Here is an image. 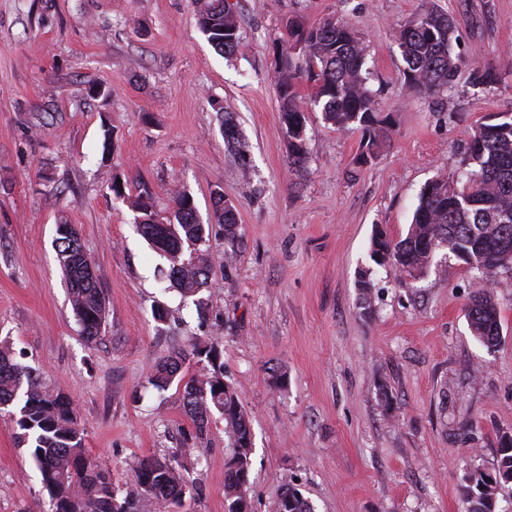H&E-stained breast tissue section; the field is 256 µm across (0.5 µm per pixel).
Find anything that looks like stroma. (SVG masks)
<instances>
[{
  "instance_id": "stroma-1",
  "label": "stroma",
  "mask_w": 512,
  "mask_h": 512,
  "mask_svg": "<svg viewBox=\"0 0 512 512\" xmlns=\"http://www.w3.org/2000/svg\"><path fill=\"white\" fill-rule=\"evenodd\" d=\"M236 54L199 32L192 0H0V341L68 394L89 455L130 487L141 460L188 457L183 512H225L224 422L197 435L177 386L153 366L190 342L215 345L254 437L252 512H277L298 487L314 512H463L472 468L494 469L512 434V268L493 293L501 342L472 336L466 309L485 289L438 251L420 278L370 257L375 226L404 237L425 183L455 178L474 127L512 111V0H233ZM447 13L466 59L452 88L413 95L395 31ZM346 21L364 40L363 72L390 129L370 165L359 130L310 105L308 162L291 171L275 67L284 21ZM497 77L483 88L473 70ZM107 100L86 97L89 85ZM231 112L243 154L224 142ZM125 182V198L110 186ZM172 188L210 227L208 284L184 298L168 262L138 233L128 197ZM223 193L238 227L213 221ZM76 225L105 298L99 338L76 320L55 246ZM370 295H362L361 277ZM169 311L157 321L155 306ZM49 499L9 417H0V512H48Z\"/></svg>"
}]
</instances>
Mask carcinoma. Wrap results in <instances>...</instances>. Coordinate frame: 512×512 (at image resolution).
<instances>
[{"mask_svg": "<svg viewBox=\"0 0 512 512\" xmlns=\"http://www.w3.org/2000/svg\"><path fill=\"white\" fill-rule=\"evenodd\" d=\"M200 32L219 53L232 56L240 42L238 14L226 8L225 0H194ZM282 54L276 66L279 108L288 130L291 170L307 164L304 111L298 104L296 81L312 88L311 99L323 119L339 130L353 125L363 130V149L356 164L371 163L374 149L388 138V128L377 118L375 101L367 89L362 69L365 44L347 24L333 18L317 26L297 19L285 25ZM397 39L405 64L408 88L416 95H430L452 86L465 60L452 52L454 29L448 15L430 8L398 31ZM224 113V141L234 152L242 146L241 133L231 113ZM172 217H161L149 192L130 200L137 213L139 234L169 262V280L183 295L205 287L209 266L196 246L206 237L208 227L200 223L190 193L178 187L170 191ZM216 223L224 225L227 236L238 224L233 206L223 195L214 202ZM512 243V117L485 120L469 136L463 172L455 179L436 177L422 188L412 224L406 236L394 240L381 228L371 238L370 253L379 265L390 263L400 272L419 277L431 266L439 250L464 260L471 254L479 278L491 283L508 264L498 243ZM59 261L70 288V300L77 320L89 340L96 339L106 319V306L95 271L89 269L80 234L73 224L56 238ZM473 335L488 350L501 340L500 310L488 292L476 295L467 311ZM222 353L214 346L197 342L176 351L155 365L150 383L157 388L177 383L183 404L202 436L209 429L213 412L224 420V435L230 456L224 470V499L227 512H250L249 472L253 452L250 419L238 392L224 381ZM206 361L201 374H182L185 362ZM10 415L19 430L20 443L27 445L36 464L50 512H141L142 501L158 506V512H176L184 506L191 488L185 478L181 457L197 452L180 448L169 458L140 461L133 485L117 498L111 470L89 457L83 444L73 402L48 387L31 367L16 359L12 351L0 348V410ZM512 482V436L501 440L500 460L493 471L473 469L463 478L465 512H495V499L506 483ZM278 512H313L309 501L296 488L281 495Z\"/></svg>", "mask_w": 512, "mask_h": 512, "instance_id": "1", "label": "carcinoma"}]
</instances>
